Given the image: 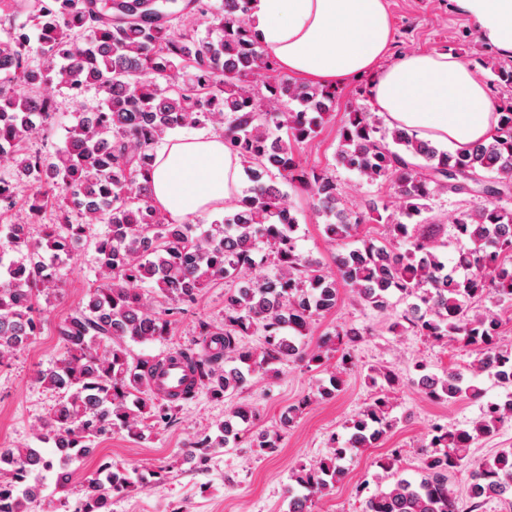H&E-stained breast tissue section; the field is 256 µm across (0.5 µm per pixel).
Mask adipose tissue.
Here are the masks:
<instances>
[{"label":"adipose tissue","instance_id":"adipose-tissue-1","mask_svg":"<svg viewBox=\"0 0 512 512\" xmlns=\"http://www.w3.org/2000/svg\"><path fill=\"white\" fill-rule=\"evenodd\" d=\"M481 39L512 57V0H455ZM251 25L278 70L323 86L365 83L391 127L455 150L490 139L496 119L488 88L446 51L387 55L394 30L386 0H253ZM154 203L172 218L205 212L244 193V165L209 132L169 138L155 150Z\"/></svg>","mask_w":512,"mask_h":512}]
</instances>
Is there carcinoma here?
Returning a JSON list of instances; mask_svg holds the SVG:
<instances>
[{
    "mask_svg": "<svg viewBox=\"0 0 512 512\" xmlns=\"http://www.w3.org/2000/svg\"><path fill=\"white\" fill-rule=\"evenodd\" d=\"M252 0H0V23L18 17L0 37V155L11 171L0 174V358L26 348L42 329L39 300L64 298L58 271L75 243L93 224L107 225L94 239L98 275L78 305L58 324L64 354L37 372V380L58 399L44 419L41 448H0V469L38 466L14 486L0 483V512H32L50 476L67 491L82 462L116 429L134 436L148 421L168 424L180 403L204 391L220 400L246 386L248 377L283 361L309 368L323 354H338L340 372L354 365L363 332L343 326L306 348L303 337L314 320L336 309L339 286L350 289L377 312L392 307L400 293L406 303L389 326L431 341L475 346L468 371L454 367L442 376L416 365L421 393L436 403L480 402V416L467 427L437 425L416 479L391 473L394 482L363 501L362 512H460L448 474L465 472L469 512L488 499L512 512V448L468 462L480 437L494 435L512 418V392L496 398L476 378L512 386V352L499 347L501 323L478 304L492 299L512 304V66H492L494 83L505 92L496 105L491 141L454 152L394 127L385 131L366 107L353 109L338 130L336 162L374 183L390 187L395 207L371 202L352 210L336 178L306 169L296 156L312 141L337 90L278 74L250 23ZM206 22L218 36H199ZM62 62L59 70L37 61ZM74 102L89 89L104 94L68 128L65 146L44 153L26 145L28 133L49 129L60 117L52 84ZM213 127L250 173L247 194L204 236L187 220H174L151 199L149 176L156 146L172 131ZM274 178L307 192L328 221L333 241L355 237L359 245L333 256L327 268L298 250V220ZM442 193L466 194L478 202L454 220L456 254L446 260L444 225L432 202ZM22 206L26 218L9 219ZM79 210V219L72 209ZM51 210L55 223L39 238L30 226ZM383 234L362 230L367 224ZM263 254L273 272L250 278ZM224 289V323L197 321V345L175 347L166 356L131 357L128 342L163 341L182 315L217 280ZM151 288L159 308L145 304L138 286ZM264 336L256 359L243 338ZM180 360L188 372L185 388L168 398L155 395L148 375L166 361ZM381 389L349 424L348 439L333 453L302 467L288 485V512H308L309 494L324 493L346 471L343 461L377 448L395 429L389 395L402 377L383 368L371 377ZM344 379L332 376L318 394L337 396ZM256 416L249 404L236 406L219 427L217 442L205 437L182 450L202 465V448L237 442L236 425ZM151 484L146 474L107 461L88 475L73 512H112V497Z\"/></svg>",
    "mask_w": 512,
    "mask_h": 512,
    "instance_id": "1",
    "label": "carcinoma"
}]
</instances>
